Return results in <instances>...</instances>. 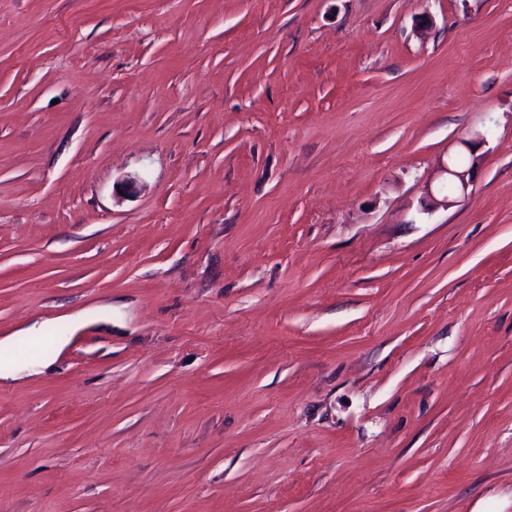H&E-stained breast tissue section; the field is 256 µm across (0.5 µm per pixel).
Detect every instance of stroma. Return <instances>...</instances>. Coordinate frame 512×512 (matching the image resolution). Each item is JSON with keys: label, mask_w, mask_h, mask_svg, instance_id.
<instances>
[{"label": "stroma", "mask_w": 512, "mask_h": 512, "mask_svg": "<svg viewBox=\"0 0 512 512\" xmlns=\"http://www.w3.org/2000/svg\"><path fill=\"white\" fill-rule=\"evenodd\" d=\"M6 336L0 512H512V0H0ZM462 146L468 152L467 162L465 164H458L455 156L448 160V165L444 167V173L448 176L446 184L447 193L443 195L442 199H438L432 191H427L426 196L421 202L422 211L430 214L438 207H448V197L450 194L463 193L468 191V188L473 183L475 170L479 165L477 155L474 152L471 143L467 140L462 141ZM13 344V338H7L4 340H0V379L3 378V380H11L13 382L18 381L20 379V374L27 370L28 368H41L46 369L49 368L52 363L53 359H44L39 361L37 364L32 365L30 367L21 369V370H14V364L15 361L13 357L10 354V349Z\"/></svg>", "instance_id": "35a3bbf8"}]
</instances>
